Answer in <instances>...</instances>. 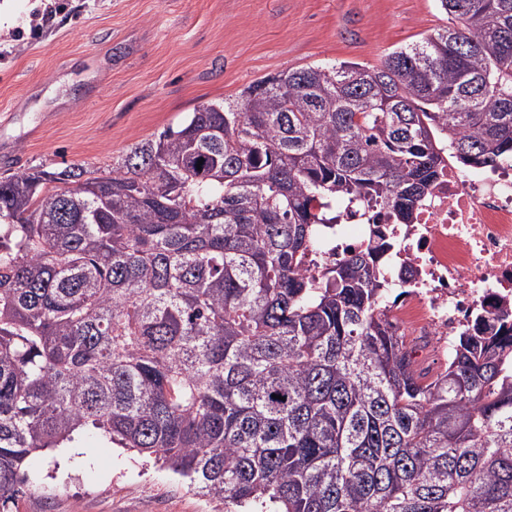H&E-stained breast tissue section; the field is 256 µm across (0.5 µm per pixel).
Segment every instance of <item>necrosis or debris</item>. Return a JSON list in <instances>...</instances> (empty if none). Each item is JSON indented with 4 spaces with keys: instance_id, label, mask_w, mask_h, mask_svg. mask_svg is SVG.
Here are the masks:
<instances>
[{
    "instance_id": "4bbe7bcc",
    "label": "necrosis or debris",
    "mask_w": 512,
    "mask_h": 512,
    "mask_svg": "<svg viewBox=\"0 0 512 512\" xmlns=\"http://www.w3.org/2000/svg\"><path fill=\"white\" fill-rule=\"evenodd\" d=\"M445 163L409 224L376 226V212L344 209L335 234L305 259L306 271L366 246L375 228L394 240L382 260L412 279L386 315L399 331L445 354L475 315L512 311V161L487 168L460 165L450 146Z\"/></svg>"
}]
</instances>
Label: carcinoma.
Wrapping results in <instances>:
<instances>
[{"mask_svg":"<svg viewBox=\"0 0 512 512\" xmlns=\"http://www.w3.org/2000/svg\"><path fill=\"white\" fill-rule=\"evenodd\" d=\"M375 69H285L112 160L0 178V506L90 425L225 512H512V313L417 369L377 236L301 269L336 200L395 224L512 160V0ZM283 399H275L273 395Z\"/></svg>","mask_w":512,"mask_h":512,"instance_id":"cac0c4a2","label":"carcinoma"}]
</instances>
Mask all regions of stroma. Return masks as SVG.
<instances>
[{"instance_id": "stroma-1", "label": "stroma", "mask_w": 512, "mask_h": 512, "mask_svg": "<svg viewBox=\"0 0 512 512\" xmlns=\"http://www.w3.org/2000/svg\"><path fill=\"white\" fill-rule=\"evenodd\" d=\"M0 24V177L81 165L289 68H373L447 19L436 0H10ZM5 512H221L155 456L87 428L32 454Z\"/></svg>"}]
</instances>
